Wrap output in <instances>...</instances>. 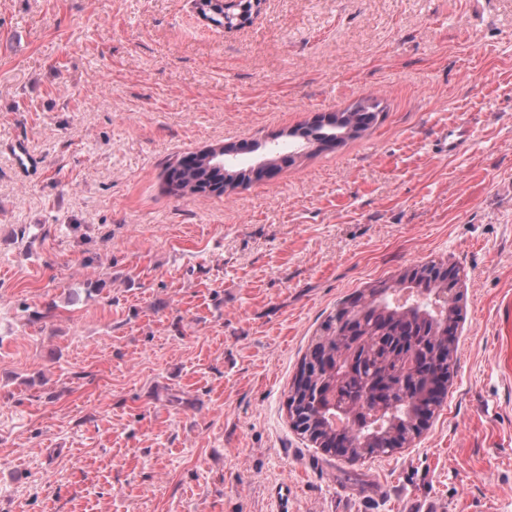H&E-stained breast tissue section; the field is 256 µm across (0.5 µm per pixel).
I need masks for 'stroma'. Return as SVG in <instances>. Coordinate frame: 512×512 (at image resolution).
I'll return each instance as SVG.
<instances>
[{"instance_id": "1", "label": "stroma", "mask_w": 512, "mask_h": 512, "mask_svg": "<svg viewBox=\"0 0 512 512\" xmlns=\"http://www.w3.org/2000/svg\"><path fill=\"white\" fill-rule=\"evenodd\" d=\"M370 97L374 126L272 179L163 188ZM430 260L466 316L441 410L327 455L286 407L311 336ZM508 294L512 0H264L231 31L195 0H0V512H512ZM470 136L471 131L466 126L448 128L439 138L438 146L441 151L452 155L458 152ZM246 168L233 171V174L224 175L220 169L211 168V164L204 167L198 163L197 154L182 156L166 165L163 173L164 183L169 192L187 194V187L194 180L207 186L213 185L211 194L222 195L229 191L228 187L244 186L252 182L251 177L245 173ZM495 330L499 339L496 369L500 378L512 385V296L504 297L495 316Z\"/></svg>"}]
</instances>
